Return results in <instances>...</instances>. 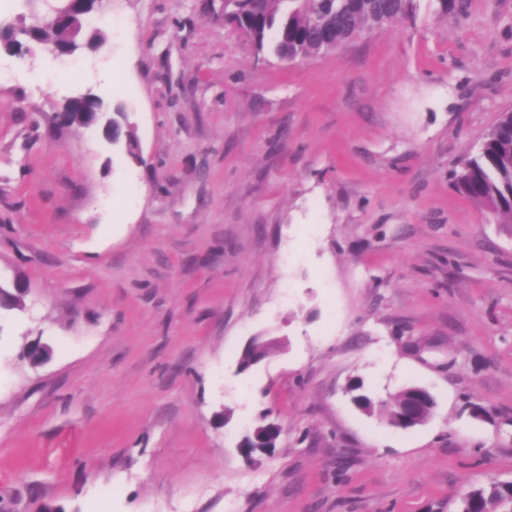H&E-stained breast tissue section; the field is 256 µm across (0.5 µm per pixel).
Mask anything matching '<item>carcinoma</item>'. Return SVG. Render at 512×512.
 Masks as SVG:
<instances>
[{"mask_svg": "<svg viewBox=\"0 0 512 512\" xmlns=\"http://www.w3.org/2000/svg\"><path fill=\"white\" fill-rule=\"evenodd\" d=\"M76 8L71 0L42 19V26L12 29L30 43L47 49L72 45L74 35L61 17ZM417 0H224V23L235 27L256 53L268 51L281 60L309 59L332 51L352 37L372 32L395 20L412 18ZM92 98L72 101L60 114L66 123H80L79 112H97ZM112 127L126 153L139 158V144L127 113L118 109ZM456 189L512 224V112L503 114L486 132L476 152L468 154L453 173ZM472 512H512V483H493L469 491Z\"/></svg>", "mask_w": 512, "mask_h": 512, "instance_id": "carcinoma-1", "label": "carcinoma"}]
</instances>
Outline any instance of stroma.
Returning a JSON list of instances; mask_svg holds the SVG:
<instances>
[{
	"mask_svg": "<svg viewBox=\"0 0 512 512\" xmlns=\"http://www.w3.org/2000/svg\"><path fill=\"white\" fill-rule=\"evenodd\" d=\"M221 7L106 0L72 55L0 42V512H457L512 482V227L450 177L512 110V0H419L293 62ZM84 96L140 160L59 120ZM356 379L435 406L390 426ZM112 127L119 131V138L116 141L109 136L110 140L115 143H122L126 153L134 158L139 159V144L136 135L128 122L127 112L117 109L115 116L112 117ZM281 432H282V428L279 423L269 422L265 425L256 427L252 434L255 437H258V436H263L265 433H270V434H272V439L275 441V444H276L278 438L281 435ZM254 436L246 437L245 442L242 446L245 454L249 457H251L252 454L257 451H266V448H261V447H264L265 444L259 443L254 438Z\"/></svg>",
	"mask_w": 512,
	"mask_h": 512,
	"instance_id": "stroma-1",
	"label": "stroma"
}]
</instances>
